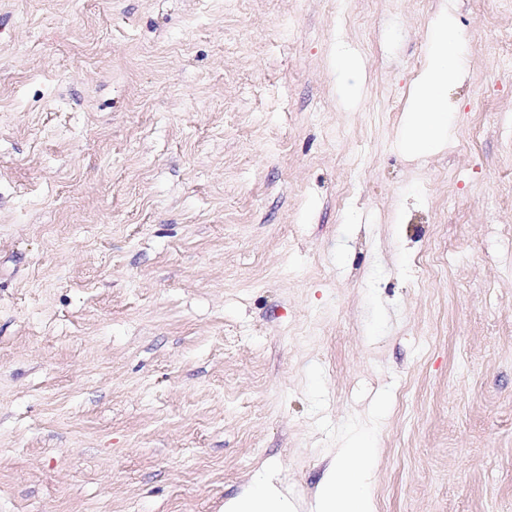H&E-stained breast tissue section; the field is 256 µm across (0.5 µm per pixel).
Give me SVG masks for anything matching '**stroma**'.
<instances>
[{
	"label": "stroma",
	"instance_id": "35a3bbf8",
	"mask_svg": "<svg viewBox=\"0 0 512 512\" xmlns=\"http://www.w3.org/2000/svg\"><path fill=\"white\" fill-rule=\"evenodd\" d=\"M445 16L451 134L412 155ZM509 30L493 0H0V512H224L269 466L310 512L353 428L376 512H512Z\"/></svg>",
	"mask_w": 512,
	"mask_h": 512
}]
</instances>
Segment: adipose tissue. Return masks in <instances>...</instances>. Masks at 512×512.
Returning a JSON list of instances; mask_svg holds the SVG:
<instances>
[{"label":"adipose tissue","mask_w":512,"mask_h":512,"mask_svg":"<svg viewBox=\"0 0 512 512\" xmlns=\"http://www.w3.org/2000/svg\"><path fill=\"white\" fill-rule=\"evenodd\" d=\"M437 49L413 94V110L401 130L403 148L422 154L435 149L446 137L448 116L444 91L459 72L457 39L448 21L434 29ZM377 450L367 434L349 435L326 469L318 487L314 512H375L369 476ZM225 512H295L287 495L265 474L255 475L248 488L229 500Z\"/></svg>","instance_id":"ef3b65f1"}]
</instances>
